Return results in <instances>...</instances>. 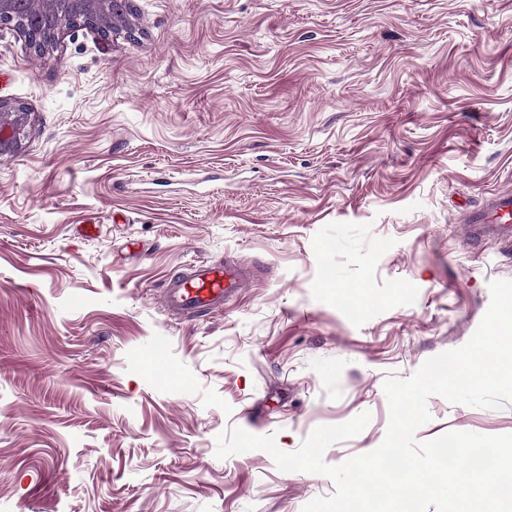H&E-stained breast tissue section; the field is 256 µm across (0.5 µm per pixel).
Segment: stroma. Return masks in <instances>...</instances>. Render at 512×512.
Here are the masks:
<instances>
[{"mask_svg":"<svg viewBox=\"0 0 512 512\" xmlns=\"http://www.w3.org/2000/svg\"><path fill=\"white\" fill-rule=\"evenodd\" d=\"M134 36L73 26L46 51L0 26V512H302L333 493L292 452L371 415L387 377L464 346L512 245L463 209L512 190V0H134ZM253 284L181 319L191 262ZM174 380L150 375L147 363ZM420 441L512 434L434 395ZM29 110L23 104L0 98V158L8 160L21 148Z\"/></svg>","mask_w":512,"mask_h":512,"instance_id":"stroma-1","label":"stroma"}]
</instances>
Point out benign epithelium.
I'll return each instance as SVG.
<instances>
[{
    "label": "benign epithelium",
    "instance_id": "benign-epithelium-1",
    "mask_svg": "<svg viewBox=\"0 0 512 512\" xmlns=\"http://www.w3.org/2000/svg\"><path fill=\"white\" fill-rule=\"evenodd\" d=\"M26 3L28 0H0V23L10 25L15 15L26 12L25 22L15 28L37 52L53 44L63 29L79 24L96 29L106 38L122 31L129 36L135 34L128 19L133 13L132 0H55L59 8L50 20L37 10L25 11ZM27 116L26 106L0 98L1 159L8 160L19 152L26 135Z\"/></svg>",
    "mask_w": 512,
    "mask_h": 512
}]
</instances>
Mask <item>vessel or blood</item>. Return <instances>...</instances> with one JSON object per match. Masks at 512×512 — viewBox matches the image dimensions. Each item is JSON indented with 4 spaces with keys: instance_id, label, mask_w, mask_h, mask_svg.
<instances>
[{
    "instance_id": "1",
    "label": "vessel or blood",
    "mask_w": 512,
    "mask_h": 512,
    "mask_svg": "<svg viewBox=\"0 0 512 512\" xmlns=\"http://www.w3.org/2000/svg\"><path fill=\"white\" fill-rule=\"evenodd\" d=\"M470 243L487 239L512 241V190L491 194L481 208L465 212ZM250 271L238 262L202 261L174 275L162 294V303L179 316L222 310L227 301L248 286Z\"/></svg>"
}]
</instances>
